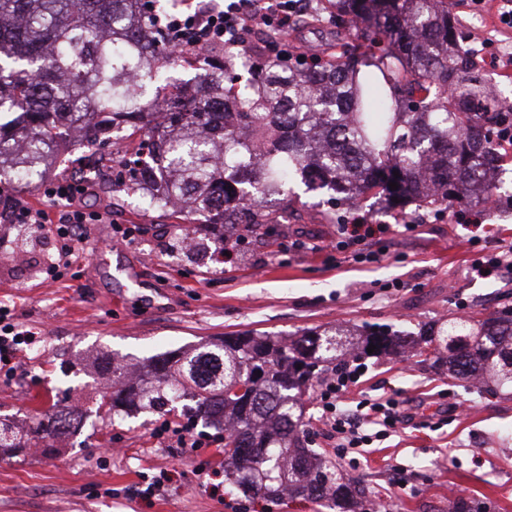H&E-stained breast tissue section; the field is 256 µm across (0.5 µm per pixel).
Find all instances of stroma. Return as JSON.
<instances>
[{
  "label": "stroma",
  "mask_w": 512,
  "mask_h": 512,
  "mask_svg": "<svg viewBox=\"0 0 512 512\" xmlns=\"http://www.w3.org/2000/svg\"><path fill=\"white\" fill-rule=\"evenodd\" d=\"M448 3L468 47L482 40L512 47V29L493 11ZM81 151L62 137L43 184L6 175L0 188L51 211L43 185L74 177ZM112 167L111 159L97 167L83 205L103 220L86 226L79 260L63 277L48 274L56 257L49 225L0 223V306L35 334L15 352L16 376L0 378V419L26 444L0 460V512H328L300 497L226 494L218 448L180 447L181 412L101 407L112 383L105 358L119 356L141 370L149 357L239 332L298 337L338 324L417 336L512 306V284L471 270L483 248L512 237V161L499 172L491 207L413 203L391 210L367 199L349 221L386 226L373 241L385 252L378 263L329 249L337 227L326 195L315 192L299 193L290 222L248 235L237 263L217 262L222 226L194 225L197 246L185 250L183 227L162 210L141 209L113 184ZM383 395L403 401L412 423L340 458L313 401L305 416L310 446L362 480L369 500L387 512H448L452 496L512 512V393L488 394L416 357L364 359L351 399ZM57 401L78 403L83 423L47 457L27 439L37 414ZM162 473L168 480L161 495L132 496Z\"/></svg>",
  "instance_id": "stroma-1"
}]
</instances>
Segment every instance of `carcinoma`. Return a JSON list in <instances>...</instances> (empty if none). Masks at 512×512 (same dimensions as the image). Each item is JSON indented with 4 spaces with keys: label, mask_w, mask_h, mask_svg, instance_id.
Listing matches in <instances>:
<instances>
[{
    "label": "carcinoma",
    "mask_w": 512,
    "mask_h": 512,
    "mask_svg": "<svg viewBox=\"0 0 512 512\" xmlns=\"http://www.w3.org/2000/svg\"><path fill=\"white\" fill-rule=\"evenodd\" d=\"M325 2L336 31L367 23L368 48L340 41L323 56L290 49L273 57L243 46L212 49L186 99L176 92L177 74L191 61L167 53L155 24L161 0H0V116L22 118L17 131L0 124V170L38 183L69 125L82 132L93 162L113 146L111 134L138 136L117 161L116 178L144 205L186 224H237L246 211L254 232L272 219L268 200L292 211L288 192L298 180L348 206L370 194L427 208L491 202L488 167L503 152L480 121L497 122L504 111L471 72L448 0ZM238 56L263 69V81L240 82L228 66ZM435 342L448 350L446 358L434 351L448 376L492 393L512 390L506 307L425 336L387 327L356 336L339 327L296 339L226 336L157 359L144 384L112 370L102 404L137 399L151 409L188 400L190 418L224 417V477L235 489L348 510L368 490L301 438L303 395L322 363L356 360L372 344L376 358L421 355ZM66 412L55 403L39 413L36 431L48 451Z\"/></svg>",
    "instance_id": "cac0c4a2"
}]
</instances>
